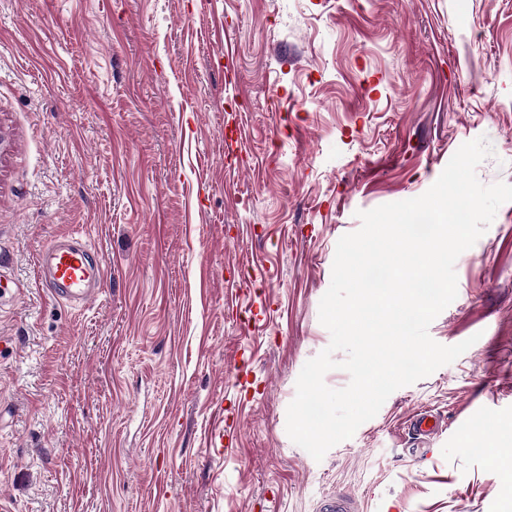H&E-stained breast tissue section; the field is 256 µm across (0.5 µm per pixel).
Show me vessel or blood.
I'll return each mask as SVG.
<instances>
[{
    "mask_svg": "<svg viewBox=\"0 0 512 512\" xmlns=\"http://www.w3.org/2000/svg\"><path fill=\"white\" fill-rule=\"evenodd\" d=\"M41 266L44 285L54 297L86 303L100 293L105 264L83 235L50 244L41 255Z\"/></svg>",
    "mask_w": 512,
    "mask_h": 512,
    "instance_id": "vessel-or-blood-1",
    "label": "vessel or blood"
}]
</instances>
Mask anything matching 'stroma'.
<instances>
[{"label": "stroma", "mask_w": 512, "mask_h": 512, "mask_svg": "<svg viewBox=\"0 0 512 512\" xmlns=\"http://www.w3.org/2000/svg\"><path fill=\"white\" fill-rule=\"evenodd\" d=\"M480 137L512 185V0H0V512H503L512 202L429 326L471 347L322 460L286 431L338 240ZM76 230L83 306L36 265Z\"/></svg>", "instance_id": "35a3bbf8"}]
</instances>
